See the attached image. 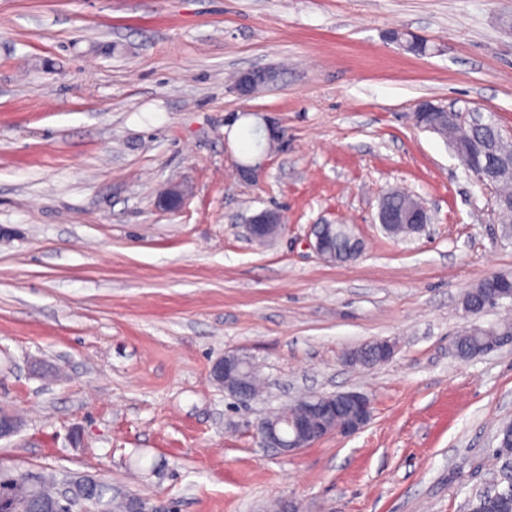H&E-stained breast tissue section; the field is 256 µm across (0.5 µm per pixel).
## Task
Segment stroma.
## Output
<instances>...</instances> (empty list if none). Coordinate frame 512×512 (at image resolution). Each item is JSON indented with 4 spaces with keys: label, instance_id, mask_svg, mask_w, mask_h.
I'll return each instance as SVG.
<instances>
[{
    "label": "stroma",
    "instance_id": "obj_1",
    "mask_svg": "<svg viewBox=\"0 0 512 512\" xmlns=\"http://www.w3.org/2000/svg\"><path fill=\"white\" fill-rule=\"evenodd\" d=\"M270 66L276 83L233 93ZM423 99L512 133V0H0V410L22 420L0 465L173 512H468L512 422V347L465 360L455 339L512 318L462 308L512 274V237L494 190L416 126ZM173 181L194 192L159 210ZM397 187L431 217L405 239L377 220ZM266 208L283 227L260 245L242 218ZM324 223L360 257L322 261ZM373 340L393 357L346 365ZM229 352L264 397L210 380ZM348 390L372 401L358 434L287 456L252 433ZM277 76L278 72L272 68L242 71L235 77L233 91L241 98H250L259 88L273 84ZM323 225L325 224L314 225L312 232L314 239L311 246L320 259L328 263H335V261L337 263H346L358 256V252L354 250L353 246L356 236L349 225L332 224L327 229L336 254L331 250L323 233L317 231V227Z\"/></svg>",
    "mask_w": 512,
    "mask_h": 512
}]
</instances>
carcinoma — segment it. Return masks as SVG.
<instances>
[{
	"label": "carcinoma",
	"instance_id": "obj_1",
	"mask_svg": "<svg viewBox=\"0 0 512 512\" xmlns=\"http://www.w3.org/2000/svg\"><path fill=\"white\" fill-rule=\"evenodd\" d=\"M418 127L439 135L449 142L455 153L465 159H478L476 167L481 175L492 180L497 189L496 206L505 215L512 214V145L500 142L499 129L495 125L472 127L460 131L456 127L453 113L439 115L433 123L426 121ZM416 199L411 194L394 190L383 197L386 208L406 212ZM336 262L346 263L355 259V235L347 224H333L327 229ZM489 297L486 282L468 289L463 295V307L468 313L482 307ZM512 336V321L503 319L487 326L474 324L465 330L456 341V350L460 357L468 359L482 353L486 345L498 336ZM380 347L371 344L358 355V365L371 366L383 362ZM495 456L503 460L494 487L512 485V468L509 467V449L498 448ZM58 481L54 473L44 474L20 471L0 466V512H57L59 497L54 491ZM110 487L103 481L97 482L96 507L98 512H127V500H117L109 496Z\"/></svg>",
	"mask_w": 512,
	"mask_h": 512
}]
</instances>
